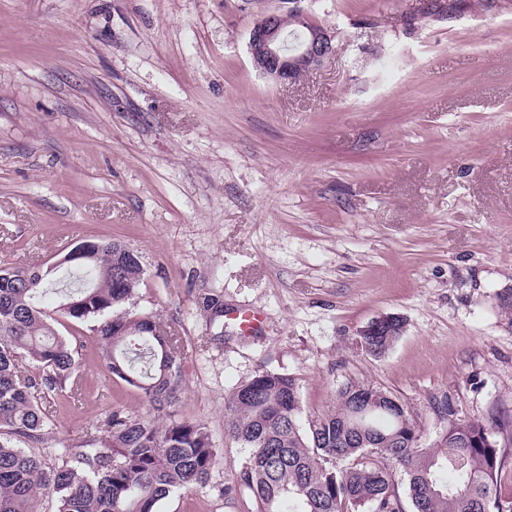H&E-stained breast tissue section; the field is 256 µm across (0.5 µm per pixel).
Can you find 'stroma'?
Listing matches in <instances>:
<instances>
[{"label":"stroma","instance_id":"1","mask_svg":"<svg viewBox=\"0 0 512 512\" xmlns=\"http://www.w3.org/2000/svg\"><path fill=\"white\" fill-rule=\"evenodd\" d=\"M334 55L297 81L254 67L281 0H0V267L124 242L184 357L175 411L219 450L208 485L158 512H254L224 405L255 372L293 375L305 415L379 387L433 442L456 417L512 413V10L415 26L416 0H301ZM224 304L210 325L203 297ZM255 313L257 334L231 314ZM404 332L382 356L359 332ZM82 389L50 404L45 448L102 436L139 394L79 324ZM382 328H394L402 334L404 325L403 321L395 316H386L371 321L361 330L359 335L362 350L368 354L378 356L384 355L389 350L399 336H397V333L387 332L386 330L378 335ZM361 336L371 337L364 341Z\"/></svg>","mask_w":512,"mask_h":512}]
</instances>
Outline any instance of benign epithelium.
Returning <instances> with one entry per match:
<instances>
[{
  "label": "benign epithelium",
  "mask_w": 512,
  "mask_h": 512,
  "mask_svg": "<svg viewBox=\"0 0 512 512\" xmlns=\"http://www.w3.org/2000/svg\"><path fill=\"white\" fill-rule=\"evenodd\" d=\"M306 28L304 37L288 47V16ZM248 49L254 66L264 75L279 81L294 79L295 74L322 66L334 54L331 36L308 24L304 9L295 4L285 9L267 11L254 24L249 34ZM383 328L403 332L400 318L386 316L368 323L360 335L376 336Z\"/></svg>",
  "instance_id": "7a95c632"
}]
</instances>
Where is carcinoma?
Masks as SVG:
<instances>
[{
    "label": "carcinoma",
    "mask_w": 512,
    "mask_h": 512,
    "mask_svg": "<svg viewBox=\"0 0 512 512\" xmlns=\"http://www.w3.org/2000/svg\"><path fill=\"white\" fill-rule=\"evenodd\" d=\"M73 250L65 265L79 285L51 309L45 285L60 266L0 268V512H34L45 492L55 512H157L170 494L208 482L217 449L203 424L173 410L184 379L167 323L126 308L143 282L141 256L105 238ZM63 318L96 322L100 362L148 414L113 411L106 436L48 459L14 440L43 439L50 399L79 387L74 335L57 328ZM396 339L384 331L361 347L379 356ZM433 407L448 427L429 445L405 405L368 383L339 388L336 410L305 419L295 377L261 370L225 402V430L246 449L237 485L252 492L256 512H400L395 464L414 512H498L512 415L458 419L445 399Z\"/></svg>",
    "instance_id": "cac0c4a2"
}]
</instances>
